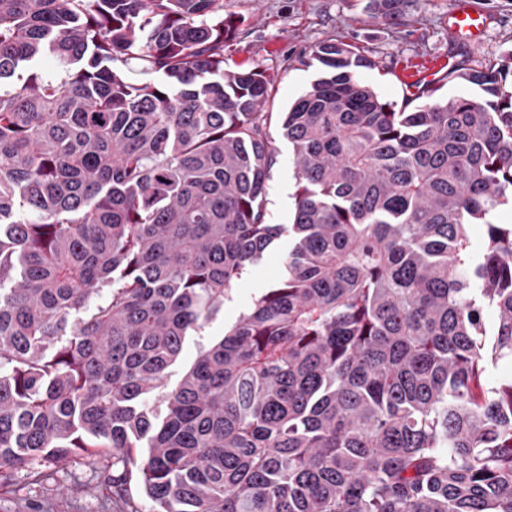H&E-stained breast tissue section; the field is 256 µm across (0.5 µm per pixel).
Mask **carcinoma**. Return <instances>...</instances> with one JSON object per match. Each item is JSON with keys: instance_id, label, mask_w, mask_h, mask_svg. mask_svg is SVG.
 I'll list each match as a JSON object with an SVG mask.
<instances>
[{"instance_id": "obj_1", "label": "carcinoma", "mask_w": 512, "mask_h": 512, "mask_svg": "<svg viewBox=\"0 0 512 512\" xmlns=\"http://www.w3.org/2000/svg\"><path fill=\"white\" fill-rule=\"evenodd\" d=\"M241 23L0 0V491L110 458L108 498L134 476L152 512H512V378L488 381L512 360V53L399 106L329 38L282 114L271 76L224 68ZM274 126L290 224L265 220ZM284 235L281 278L168 387Z\"/></svg>"}]
</instances>
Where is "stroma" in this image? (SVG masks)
<instances>
[{"label": "stroma", "instance_id": "1", "mask_svg": "<svg viewBox=\"0 0 512 512\" xmlns=\"http://www.w3.org/2000/svg\"><path fill=\"white\" fill-rule=\"evenodd\" d=\"M477 2L488 14L489 25L471 41L451 36L448 0H408L396 17L372 15L368 0H224L225 10L244 18L240 39L224 50V64L273 75L278 86L274 109L284 112L316 76L315 69L298 63V55L332 35L368 50L375 66L361 70L360 79L385 100L399 103L412 84L428 81L431 69L450 61L472 66L512 51V0ZM275 144L266 219L288 224L295 192L292 147L280 137ZM290 245L288 238H281L261 262L247 268L223 309L201 333L187 339L181 360L169 370L168 385L179 382L202 345L223 336L276 283ZM95 483L93 468L83 459L57 466L53 480L42 486L30 485L19 471L12 492L0 496V512H107Z\"/></svg>", "mask_w": 512, "mask_h": 512}]
</instances>
